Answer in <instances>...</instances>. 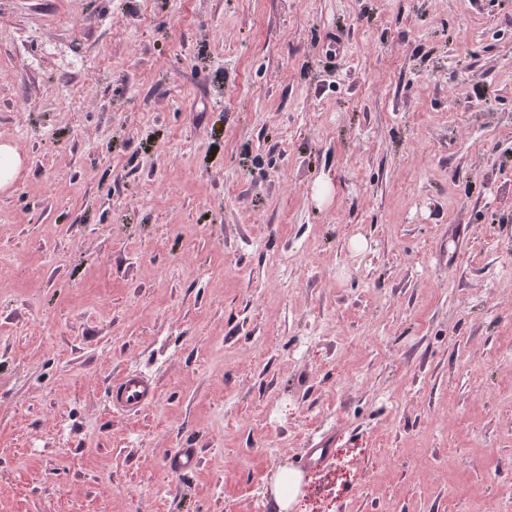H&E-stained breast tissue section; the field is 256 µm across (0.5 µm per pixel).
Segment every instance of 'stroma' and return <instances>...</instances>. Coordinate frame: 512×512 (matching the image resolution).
Here are the masks:
<instances>
[{
	"instance_id": "obj_1",
	"label": "stroma",
	"mask_w": 512,
	"mask_h": 512,
	"mask_svg": "<svg viewBox=\"0 0 512 512\" xmlns=\"http://www.w3.org/2000/svg\"><path fill=\"white\" fill-rule=\"evenodd\" d=\"M1 139L0 512H512V0H0ZM22 157L18 148L9 141H0V188L7 189L14 181ZM156 386L154 382L138 373L123 375L113 382L110 390L112 408L132 412L154 404ZM334 435L327 434L312 442L298 461L302 470L327 468L333 459ZM302 476L288 469L280 471L274 481L273 491L280 508L287 511L301 493Z\"/></svg>"
}]
</instances>
